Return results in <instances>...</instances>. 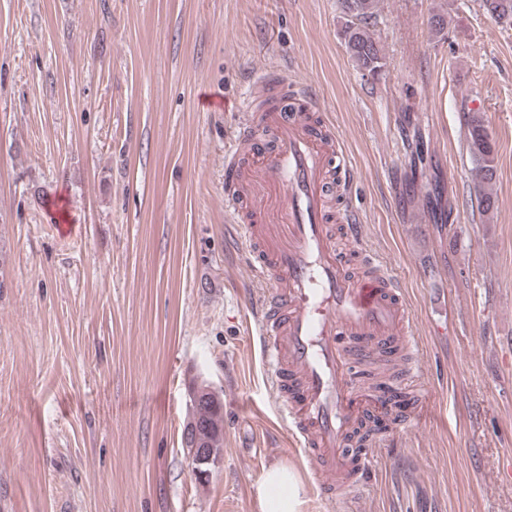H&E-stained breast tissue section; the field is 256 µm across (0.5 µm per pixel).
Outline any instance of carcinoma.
I'll list each match as a JSON object with an SVG mask.
<instances>
[{
  "instance_id": "cac0c4a2",
  "label": "carcinoma",
  "mask_w": 512,
  "mask_h": 512,
  "mask_svg": "<svg viewBox=\"0 0 512 512\" xmlns=\"http://www.w3.org/2000/svg\"><path fill=\"white\" fill-rule=\"evenodd\" d=\"M341 13L355 11L356 20L346 19L342 31L344 46L353 63L371 76L383 71L386 62L380 42L370 29V21L378 14L379 0H338ZM486 14H494L499 23H512V0H481ZM467 147L476 162L478 206L489 214L496 209L497 197L494 192L497 169L495 166L496 148L482 117L469 112L465 117ZM203 384L200 395L192 404L197 430L213 448L224 447V404L214 401Z\"/></svg>"
}]
</instances>
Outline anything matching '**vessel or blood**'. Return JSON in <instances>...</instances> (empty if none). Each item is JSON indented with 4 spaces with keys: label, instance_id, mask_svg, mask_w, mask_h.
I'll list each match as a JSON object with an SVG mask.
<instances>
[{
    "label": "vessel or blood",
    "instance_id": "1",
    "mask_svg": "<svg viewBox=\"0 0 512 512\" xmlns=\"http://www.w3.org/2000/svg\"><path fill=\"white\" fill-rule=\"evenodd\" d=\"M244 109L253 118L225 150L224 207L251 213L240 231L265 283L253 309L261 358L321 499L341 501L369 487L377 451L351 444L367 405L387 402L378 390L355 391L353 381L371 357L406 356L393 384L408 405L391 414L408 425L423 401L419 340L381 261L368 253L354 269L336 246L337 224L347 238H362L360 211L332 204L338 187L355 179L341 137L319 128L303 88L265 70Z\"/></svg>",
    "mask_w": 512,
    "mask_h": 512
}]
</instances>
